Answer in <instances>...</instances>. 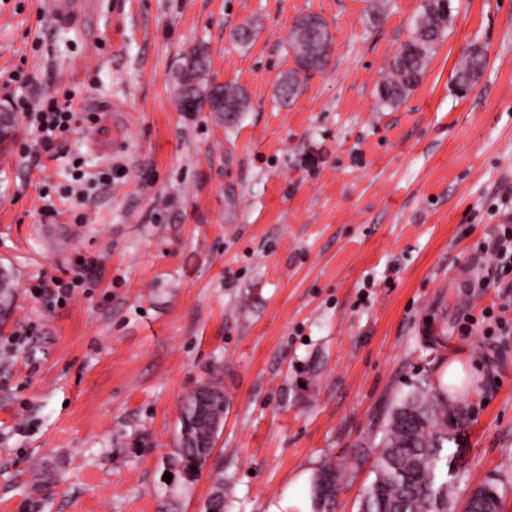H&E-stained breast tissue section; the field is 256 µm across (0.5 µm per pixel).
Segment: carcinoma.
I'll return each instance as SVG.
<instances>
[{"mask_svg": "<svg viewBox=\"0 0 512 512\" xmlns=\"http://www.w3.org/2000/svg\"><path fill=\"white\" fill-rule=\"evenodd\" d=\"M453 7L450 0H425L418 16L414 37L395 54L391 73L378 89L382 106L393 107L419 83L429 53L448 31ZM328 29L309 27L305 19L296 22L291 49L297 68L278 85L284 100L295 98L301 87L300 75L323 69L328 62ZM192 66L182 60L174 76L178 102L189 104L199 98H215L211 112H244V92L231 85L210 80L209 63L202 49H195ZM486 56L473 48L466 51L457 67L459 84L470 85L484 70ZM224 389L214 381L198 387L185 401L176 448L169 463L181 479L193 484L202 475L214 449L217 432L212 427L224 421ZM471 422L466 407L448 401V392L431 380V371H418L416 382L403 394L383 420L375 478L359 512H454L452 477L462 457L461 436ZM343 471L328 463L318 471L312 488L315 512H334ZM501 496L495 479L488 477L471 493L462 512H499Z\"/></svg>", "mask_w": 512, "mask_h": 512, "instance_id": "cac0c4a2", "label": "carcinoma"}]
</instances>
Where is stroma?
<instances>
[{"label": "stroma", "mask_w": 512, "mask_h": 512, "mask_svg": "<svg viewBox=\"0 0 512 512\" xmlns=\"http://www.w3.org/2000/svg\"><path fill=\"white\" fill-rule=\"evenodd\" d=\"M0 0V512H267L296 476L345 477L358 512L393 402L430 363L471 416L464 503L487 477L512 512V276L485 246L512 196V0H456L417 87L378 84L423 0ZM321 16L328 65L281 102L295 20ZM256 35H231L244 21ZM483 49L470 86L463 50ZM207 52L249 109L184 112L174 74ZM70 99L53 151L28 104ZM108 126L111 157L88 144ZM86 283L66 304L41 282ZM444 336L428 354L424 339ZM219 379L224 425L200 479L168 457L183 404ZM486 56L482 50H467L461 57L456 77L460 85L469 86L484 70Z\"/></svg>", "instance_id": "35a3bbf8"}]
</instances>
